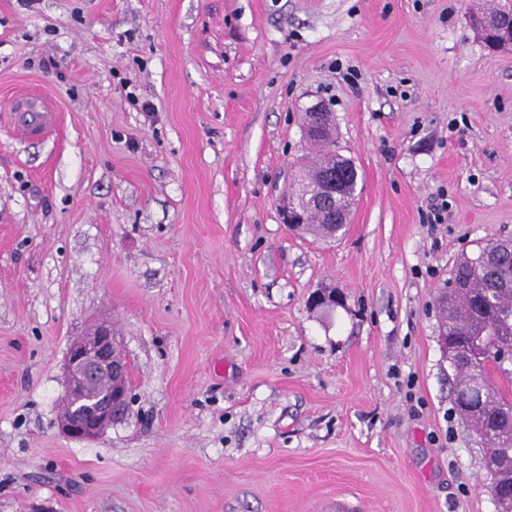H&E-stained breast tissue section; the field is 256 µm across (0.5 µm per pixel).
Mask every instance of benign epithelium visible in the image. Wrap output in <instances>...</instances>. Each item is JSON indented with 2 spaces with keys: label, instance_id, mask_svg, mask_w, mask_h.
Masks as SVG:
<instances>
[{
  "label": "benign epithelium",
  "instance_id": "7a95c632",
  "mask_svg": "<svg viewBox=\"0 0 512 512\" xmlns=\"http://www.w3.org/2000/svg\"><path fill=\"white\" fill-rule=\"evenodd\" d=\"M482 35L497 28L495 46L512 45V23L503 26L494 15L474 18ZM338 185L323 183L310 205L316 206L336 199ZM283 223L292 227L304 221L296 197L280 200ZM341 301L334 290H320L311 296L315 307H333ZM65 402L57 418L59 429L69 438L94 441L113 425L130 416V387L127 365L119 351L112 325L100 321L74 340L65 357Z\"/></svg>",
  "mask_w": 512,
  "mask_h": 512
}]
</instances>
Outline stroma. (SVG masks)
I'll return each instance as SVG.
<instances>
[{
    "instance_id": "obj_1",
    "label": "stroma",
    "mask_w": 512,
    "mask_h": 512,
    "mask_svg": "<svg viewBox=\"0 0 512 512\" xmlns=\"http://www.w3.org/2000/svg\"><path fill=\"white\" fill-rule=\"evenodd\" d=\"M497 2L0 0V512H496L437 298L512 239ZM317 105L360 188L332 240L278 208ZM100 320L132 416L77 441L62 363ZM474 24L476 25L478 31L484 36L485 40L487 35L492 33L493 27H497L498 37L495 39V46L503 47L507 45H512V23L509 26H502V24L498 22V18L494 15H487L484 17H475ZM16 123L29 136H40L55 124V113L42 96L25 98L15 114Z\"/></svg>"
}]
</instances>
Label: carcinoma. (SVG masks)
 Here are the masks:
<instances>
[{
  "label": "carcinoma",
  "instance_id": "cac0c4a2",
  "mask_svg": "<svg viewBox=\"0 0 512 512\" xmlns=\"http://www.w3.org/2000/svg\"><path fill=\"white\" fill-rule=\"evenodd\" d=\"M309 141L320 149V158L301 166L297 190L313 188L330 176L348 186V195L356 194L357 172L344 165L346 159L336 152L332 125L309 136ZM347 214L344 207L332 204L310 211L308 222L296 228L331 237L343 227ZM448 284V295L440 303V322L466 352L454 364V406L486 454L503 461L488 472L492 499L501 507L512 497V485L508 484L512 473V395L493 385L491 353L512 352V242L487 244L479 247L477 256L460 258Z\"/></svg>",
  "mask_w": 512,
  "mask_h": 512
}]
</instances>
